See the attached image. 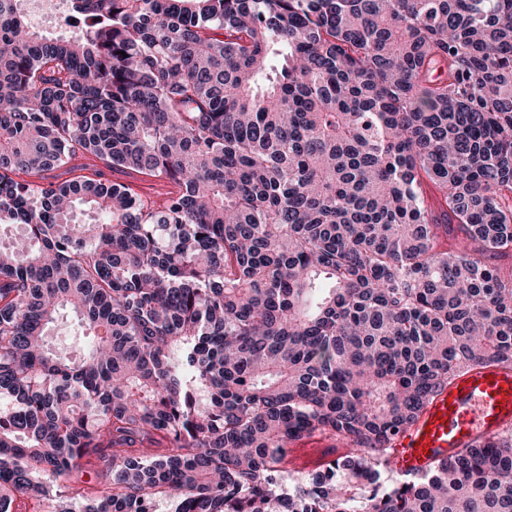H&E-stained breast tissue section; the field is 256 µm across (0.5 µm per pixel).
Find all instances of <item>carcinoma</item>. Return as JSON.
<instances>
[{
  "mask_svg": "<svg viewBox=\"0 0 512 512\" xmlns=\"http://www.w3.org/2000/svg\"><path fill=\"white\" fill-rule=\"evenodd\" d=\"M70 7L0 0V512H512V436L385 479L512 363V0ZM85 156L174 190L48 180ZM289 448L292 449L288 469L295 474H307L343 455L347 447L332 438L316 435L295 442Z\"/></svg>",
  "mask_w": 512,
  "mask_h": 512,
  "instance_id": "obj_1",
  "label": "carcinoma"
}]
</instances>
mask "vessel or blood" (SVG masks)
Returning a JSON list of instances; mask_svg holds the SVG:
<instances>
[{
	"instance_id": "vessel-or-blood-1",
	"label": "vessel or blood",
	"mask_w": 512,
	"mask_h": 512,
	"mask_svg": "<svg viewBox=\"0 0 512 512\" xmlns=\"http://www.w3.org/2000/svg\"><path fill=\"white\" fill-rule=\"evenodd\" d=\"M510 431L512 366L465 369L433 395L412 427L394 437L391 464L415 475L438 457Z\"/></svg>"
}]
</instances>
